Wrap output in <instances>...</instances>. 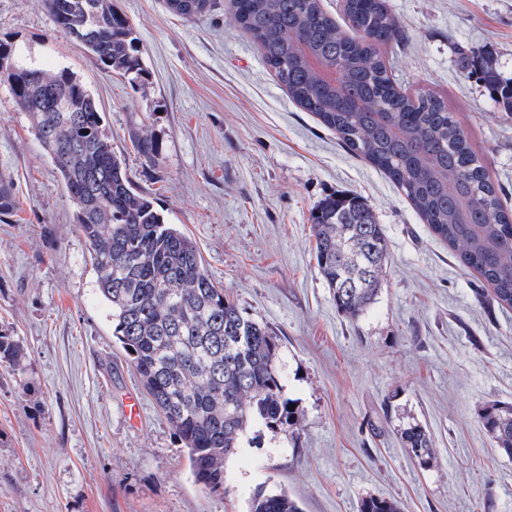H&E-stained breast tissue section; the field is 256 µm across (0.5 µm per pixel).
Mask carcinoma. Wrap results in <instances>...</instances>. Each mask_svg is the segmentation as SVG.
I'll list each match as a JSON object with an SVG mask.
<instances>
[{
	"mask_svg": "<svg viewBox=\"0 0 512 512\" xmlns=\"http://www.w3.org/2000/svg\"><path fill=\"white\" fill-rule=\"evenodd\" d=\"M55 27L102 69L133 85L148 77L140 39L112 0H40ZM235 23L257 44L265 64L301 108L317 115L350 151L385 172L460 263L489 285L490 305L512 307V212L486 173L445 98L398 87L380 48L402 30L384 0H345L347 30L321 0H232ZM192 19L211 0H164ZM29 51L0 42V87L51 158L77 208L97 288L112 309V336L129 357L154 405L187 450L205 490L224 485L226 463L252 426H296L298 411L282 395L273 330L245 317L205 269L196 243L165 223L135 187L112 148L91 89L64 64L43 66ZM490 98L512 112V79L493 60L460 51ZM144 163L158 143L146 124L131 130ZM16 208L14 184L0 177V219ZM317 267L339 313L359 317L373 303L389 243L373 208L356 193L324 199L311 214ZM19 345L0 333V363L20 365ZM496 447L512 456V403L479 414ZM404 451L429 465L431 435L401 432ZM249 512H301L284 491L255 493ZM360 512H401L381 497Z\"/></svg>",
	"mask_w": 512,
	"mask_h": 512,
	"instance_id": "1",
	"label": "carcinoma"
}]
</instances>
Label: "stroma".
Instances as JSON below:
<instances>
[{
  "label": "stroma",
  "instance_id": "1",
  "mask_svg": "<svg viewBox=\"0 0 512 512\" xmlns=\"http://www.w3.org/2000/svg\"><path fill=\"white\" fill-rule=\"evenodd\" d=\"M135 27L150 78L108 76L58 31L39 0H0V41L72 68L96 95L115 151L167 223L197 244L245 317L277 335L282 394L297 427L241 438L223 487L191 473L173 428L112 339L76 209L25 113L0 88V175L17 210L0 222V330L25 353L0 366V512H247L257 490H283L303 512H359L363 498L402 512H512V457L478 415L512 403V308L488 305L479 275L396 186L299 108L235 27L229 0L194 20L163 0H114ZM404 37L383 49L408 92L443 96L512 208V114L500 111L458 52L493 55L512 78V0H388ZM159 142L142 163L129 138ZM342 191L364 196L390 260L357 320L336 310L313 256L311 213ZM143 403L140 425L122 410ZM429 430L437 463L402 450ZM130 135L141 161L151 163L158 149V143L153 131L148 125L143 123L135 126L131 130Z\"/></svg>",
  "mask_w": 512,
  "mask_h": 512
}]
</instances>
